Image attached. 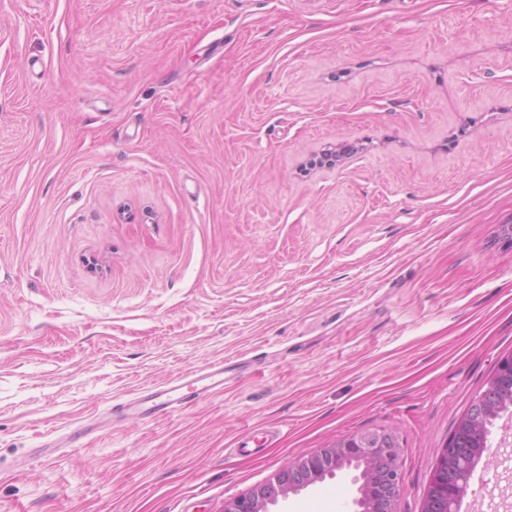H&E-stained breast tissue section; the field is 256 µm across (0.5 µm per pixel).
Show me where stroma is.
Wrapping results in <instances>:
<instances>
[{"label": "stroma", "instance_id": "35a3bbf8", "mask_svg": "<svg viewBox=\"0 0 512 512\" xmlns=\"http://www.w3.org/2000/svg\"><path fill=\"white\" fill-rule=\"evenodd\" d=\"M506 224L512 0H0V512H224L365 429L420 512L512 352ZM352 477L272 512H353ZM460 512H512V469ZM224 386V363L211 365L202 373H189L167 383L164 387L143 388L136 396L112 405V414L126 417L137 413L141 417H168L174 412Z\"/></svg>", "mask_w": 512, "mask_h": 512}]
</instances>
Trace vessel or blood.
Masks as SVG:
<instances>
[{"instance_id":"1","label":"vessel or blood","mask_w":512,"mask_h":512,"mask_svg":"<svg viewBox=\"0 0 512 512\" xmlns=\"http://www.w3.org/2000/svg\"><path fill=\"white\" fill-rule=\"evenodd\" d=\"M223 386L224 366L216 363L208 371L182 375L165 386L141 389L136 396L114 404L112 412L121 417L132 412L143 417H167Z\"/></svg>"}]
</instances>
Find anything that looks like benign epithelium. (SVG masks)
I'll return each mask as SVG.
<instances>
[{
    "mask_svg": "<svg viewBox=\"0 0 512 512\" xmlns=\"http://www.w3.org/2000/svg\"><path fill=\"white\" fill-rule=\"evenodd\" d=\"M512 385V357L497 363V372L481 394L473 401L459 432L480 439L486 426L512 405V389L505 393L498 385L501 376ZM495 449L473 443L465 448L457 440L448 442L437 454V468L431 476L429 489L421 512H448L467 493L468 485L455 479L449 461L468 456L477 463L494 457ZM401 447L397 437L383 430H366L351 434L317 451L296 457L280 471L275 479L233 498L224 505V512H270L269 506L291 493L345 468L359 471L356 477L358 496L354 499L356 512H397L400 492L399 458Z\"/></svg>",
    "mask_w": 512,
    "mask_h": 512,
    "instance_id": "7a95c632",
    "label": "benign epithelium"
}]
</instances>
